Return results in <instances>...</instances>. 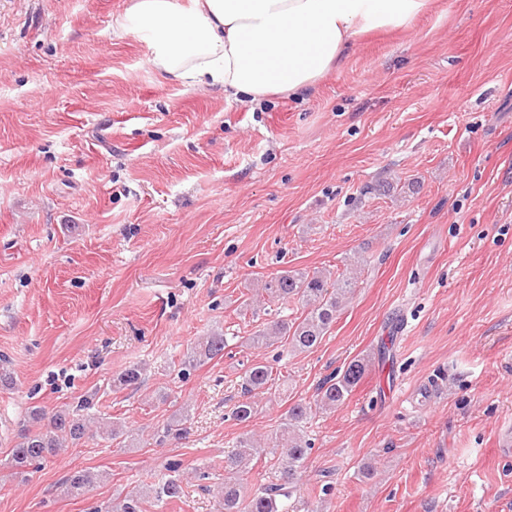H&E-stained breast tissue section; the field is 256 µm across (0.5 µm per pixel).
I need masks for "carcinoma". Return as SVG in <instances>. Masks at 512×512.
<instances>
[{"label":"carcinoma","instance_id":"carcinoma-1","mask_svg":"<svg viewBox=\"0 0 512 512\" xmlns=\"http://www.w3.org/2000/svg\"><path fill=\"white\" fill-rule=\"evenodd\" d=\"M356 279L345 273L331 278L322 272L311 274L284 271L264 285L273 297L288 300L298 297L307 307L302 319L281 318L250 337V343L269 347L283 340L293 352H307L317 346L331 325L346 295L353 292ZM226 340L224 332L213 331L197 340L191 348L189 361L201 364L224 357ZM365 374V364L353 360L341 371L330 374L318 387L316 408L332 410L343 405L359 385ZM141 383L138 368H129L114 380V385L136 389ZM273 367L263 363L252 364L241 383L242 400L233 410L239 422L248 421L255 413L254 398L273 389ZM89 399L81 400L73 409L58 410L50 415L40 409L31 412L30 419L40 427L31 430L22 425L20 441L11 449V463L23 469L34 463L47 461L56 456L62 441H79L88 435V425L83 411L89 409ZM312 407L295 403L289 406L287 416L279 430L269 438L268 445L261 444L249 434L237 441L236 449L224 456V486L221 490L223 512H288V499L295 487L308 458L310 443L300 434L302 423L311 418ZM189 428L186 415L174 417L162 429L160 438L182 440ZM273 460L276 481L266 485L251 497L242 494L240 476L250 471V464L261 458ZM166 473L148 486V491L129 494L123 499L93 508V512H148V508L160 509L168 501L183 493L182 464L170 460L165 464ZM95 474L80 471L66 479L67 492L78 496L92 485Z\"/></svg>","mask_w":512,"mask_h":512}]
</instances>
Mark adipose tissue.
<instances>
[{
    "label": "adipose tissue",
    "instance_id": "ef3b65f1",
    "mask_svg": "<svg viewBox=\"0 0 512 512\" xmlns=\"http://www.w3.org/2000/svg\"><path fill=\"white\" fill-rule=\"evenodd\" d=\"M431 0H135L117 36L149 49L147 63L186 89L222 87L258 102L300 96L340 67L357 39L407 29Z\"/></svg>",
    "mask_w": 512,
    "mask_h": 512
}]
</instances>
